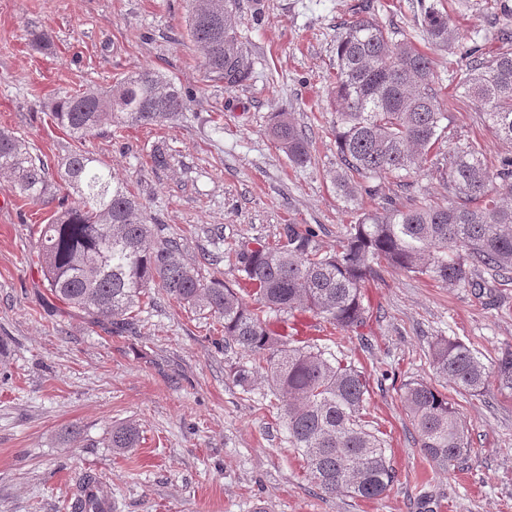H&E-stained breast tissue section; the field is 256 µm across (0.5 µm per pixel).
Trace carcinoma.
Here are the masks:
<instances>
[{
  "mask_svg": "<svg viewBox=\"0 0 512 512\" xmlns=\"http://www.w3.org/2000/svg\"><path fill=\"white\" fill-rule=\"evenodd\" d=\"M238 0H192L187 32L199 47L208 77L227 89L250 79L251 70L238 38ZM424 31L432 46L451 48L448 11L421 5ZM464 94L478 104L482 122L502 140L512 142V35L486 55L473 52L462 81ZM190 96L157 69L126 75L108 90L85 88L56 98V124L78 142L105 128L163 125L188 107ZM331 108L336 138V192L354 197V187L377 193L383 177L404 179L424 165L448 183L446 206H432L416 196L406 203L389 201L382 211L365 213L349 225L336 250L314 245L315 230L290 224L275 245L242 244L235 251L236 281L204 279L199 267L184 262L181 246L148 223L143 205L123 181L83 149L70 152L57 168L32 154L28 143L0 131V172L13 179L14 191L41 200L55 187H66L75 200L43 225L37 257L51 296L83 312L93 324L114 333L136 321V311L152 293L224 321V346L252 356L251 366L231 368L233 379L251 386L265 373L278 401L288 440L306 463L313 485L327 496L377 500L396 474L386 454V440L364 414L369 383L352 363L316 345H301L276 330L271 315L287 318L309 312L336 332L365 326L363 288L388 267L427 276L451 288H482L486 272L501 285L512 284V206L500 203L491 185L512 195V155L492 160L471 141L441 162L433 154L442 121L441 93L434 61L396 29L372 17L370 5L336 37V79ZM277 146L296 166L305 164L308 137L279 112L270 129ZM429 363L436 379L462 396L484 395L487 369L476 351L457 339L431 343ZM500 387L512 390V351L494 368ZM402 407L410 418L415 443L433 466L446 470L468 459L474 448L460 413L436 385L411 379L402 384ZM133 423L112 427L107 447H137Z\"/></svg>",
  "mask_w": 512,
  "mask_h": 512,
  "instance_id": "carcinoma-1",
  "label": "carcinoma"
}]
</instances>
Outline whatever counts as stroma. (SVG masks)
Listing matches in <instances>:
<instances>
[{
    "label": "stroma",
    "instance_id": "stroma-1",
    "mask_svg": "<svg viewBox=\"0 0 512 512\" xmlns=\"http://www.w3.org/2000/svg\"><path fill=\"white\" fill-rule=\"evenodd\" d=\"M357 2L240 0L252 76L228 90L201 67L187 0H0V129L57 163L78 145L50 117L54 96L161 70L194 93L183 116L81 146L130 185L150 222L181 242L184 260L223 253L217 269L233 282L235 249L282 239L290 224L311 226L317 246L333 250L346 225L402 196L390 178L351 201L334 186L336 36ZM485 2L451 0L448 54L427 43L420 0H370L374 17L435 61L448 114L435 147L442 156L474 139L488 157L512 154L459 87L469 50L496 51L500 29L512 26V0ZM33 26L51 34L49 47L31 44ZM282 111L309 135L303 166L270 135ZM158 147L163 168L150 159ZM57 206L54 197L23 199L0 175V512H70L88 473L110 488L112 512H512V391L492 375L484 396H455L474 451L445 471L417 447L398 398L405 381L431 379L437 338L465 342L489 367L512 349V287L478 295L379 267L364 290L370 318L340 350L370 376L367 417L384 434L396 478L376 501L325 496L290 447L267 385L246 390L230 377L229 366L250 357L225 347L209 314L148 298L134 329L118 335L50 295L36 245ZM214 227L224 233L217 242ZM125 422L137 424L140 442L118 453L106 438ZM71 426L81 436L64 441Z\"/></svg>",
    "mask_w": 512,
    "mask_h": 512
}]
</instances>
